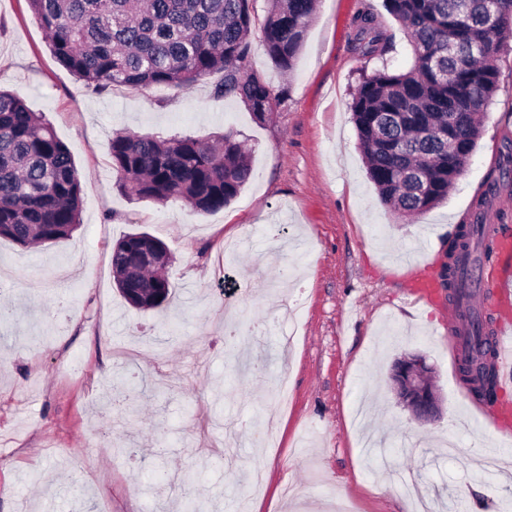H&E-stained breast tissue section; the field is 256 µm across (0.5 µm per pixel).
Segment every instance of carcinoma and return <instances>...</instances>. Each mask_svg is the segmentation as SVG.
<instances>
[{
    "label": "carcinoma",
    "instance_id": "obj_1",
    "mask_svg": "<svg viewBox=\"0 0 512 512\" xmlns=\"http://www.w3.org/2000/svg\"><path fill=\"white\" fill-rule=\"evenodd\" d=\"M51 54L95 90L124 86L186 88L219 73L216 92L240 101L258 121L278 98L251 66L250 35L259 28L266 54L289 73L303 46L315 0H28ZM407 34L410 64L384 65L362 77L350 110L367 174L381 203L406 217L448 198L482 135L479 113L496 91L486 63L512 40V0H385ZM354 50L367 60L392 49L377 16L354 18ZM117 187L125 196L192 212L223 209L252 177L249 150L227 129L215 139L118 131L110 143ZM82 183L70 149L42 116L0 89V239L22 246L65 239L80 226ZM128 233L112 250L116 286L148 312L171 294L168 250L135 269L140 238ZM489 241L466 228L453 240L459 265ZM128 288H162L155 304L135 305Z\"/></svg>",
    "mask_w": 512,
    "mask_h": 512
}]
</instances>
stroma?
Masks as SVG:
<instances>
[{"instance_id":"35a3bbf8","label":"stroma","mask_w":512,"mask_h":512,"mask_svg":"<svg viewBox=\"0 0 512 512\" xmlns=\"http://www.w3.org/2000/svg\"><path fill=\"white\" fill-rule=\"evenodd\" d=\"M378 16L404 65L407 42L384 0H318L291 74L274 68L253 31L251 65L279 101L257 122L216 95L187 88L88 89L51 55L27 0H0V88L42 113L72 151L82 224L37 247L0 240V512H411L415 480L439 512H512V471L493 486L448 460L512 450V429L471 417L450 370L448 294L421 307L410 273L446 259L458 218L512 141V42L495 58L497 90L483 133L447 200L419 216L385 207L369 180L351 92L379 60L350 47L352 19ZM233 129L253 174L224 209L135 201L116 188L113 132L206 137ZM145 231L168 247L165 312L119 295L111 254ZM38 287H31V280ZM419 353L444 397L441 419L414 421L390 378ZM291 394L279 445L253 436ZM261 472L264 497L249 496ZM303 487L289 497V484Z\"/></svg>"}]
</instances>
